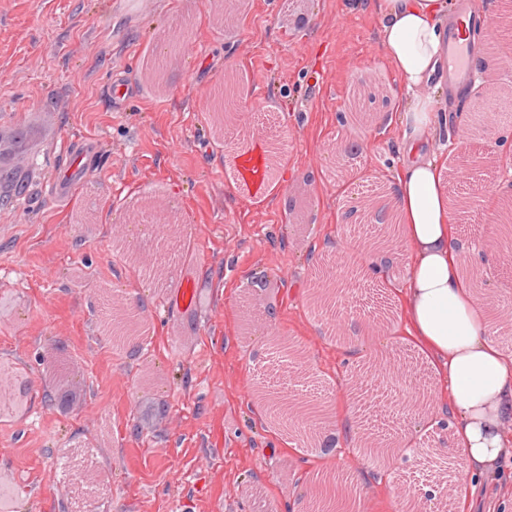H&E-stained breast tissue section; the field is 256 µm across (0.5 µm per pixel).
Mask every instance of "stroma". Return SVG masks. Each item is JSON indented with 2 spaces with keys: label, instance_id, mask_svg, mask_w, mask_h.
<instances>
[{
  "label": "stroma",
  "instance_id": "obj_1",
  "mask_svg": "<svg viewBox=\"0 0 512 512\" xmlns=\"http://www.w3.org/2000/svg\"><path fill=\"white\" fill-rule=\"evenodd\" d=\"M182 30L196 55H175L161 87L144 75L148 57ZM240 78L239 112L218 124L212 110L226 75ZM130 94L112 102L114 77ZM474 98L420 88L439 98V118L462 132L466 152L428 143L453 176L448 197L457 235L483 244L464 251L493 304L499 342L512 356V251L500 250L492 218L512 194V93L480 80ZM402 81L387 59L377 0H0V133L36 132L13 164L30 180L0 207V364L27 376L23 407L0 414V484L6 512H78L69 485L53 480L58 459L89 448L88 475L104 489L97 512H304L316 473L348 472L365 512H392L409 491L437 506L419 447L450 420L451 393L426 361L412 365L433 401L382 429L394 407L374 376L412 353L406 304L395 301L417 254L403 248L393 284L363 278L368 313L340 315L337 343L310 307L319 259L366 268L373 257L341 215L366 189L393 193L406 128ZM261 134L277 159L261 198L235 182L238 147ZM340 139L362 143L337 159ZM87 144L86 173L65 198L51 184L66 149ZM306 199L288 212L297 191ZM153 197L183 241L146 280L138 264L159 261L149 227L137 223ZM267 286L253 291L250 274ZM193 279V307L176 292ZM144 302L142 350L115 348L107 322L114 302ZM78 395L69 413L48 399L54 381ZM277 400L348 397L358 429L393 448L370 460L340 442L312 454L268 415L256 393ZM473 512H512V473L483 466Z\"/></svg>",
  "mask_w": 512,
  "mask_h": 512
}]
</instances>
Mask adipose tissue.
<instances>
[{
	"label": "adipose tissue",
	"instance_id": "obj_1",
	"mask_svg": "<svg viewBox=\"0 0 512 512\" xmlns=\"http://www.w3.org/2000/svg\"><path fill=\"white\" fill-rule=\"evenodd\" d=\"M378 11L386 55L412 94L403 107L410 133L393 194L399 239L418 253L405 276L408 318L421 347L448 363L456 450L466 461L483 463L499 455L497 427L512 417V365L451 246L448 168L424 153L436 128V104L415 93L436 81L448 57V0H378Z\"/></svg>",
	"mask_w": 512,
	"mask_h": 512
}]
</instances>
